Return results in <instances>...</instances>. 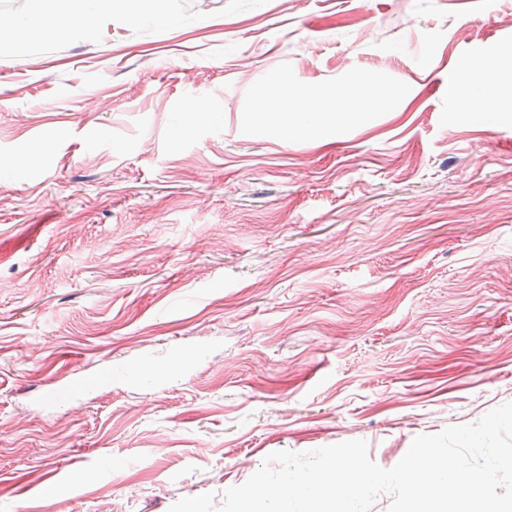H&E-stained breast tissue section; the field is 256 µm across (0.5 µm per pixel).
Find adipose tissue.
<instances>
[{
	"instance_id": "obj_1",
	"label": "adipose tissue",
	"mask_w": 512,
	"mask_h": 512,
	"mask_svg": "<svg viewBox=\"0 0 512 512\" xmlns=\"http://www.w3.org/2000/svg\"><path fill=\"white\" fill-rule=\"evenodd\" d=\"M460 71L462 77L450 87L449 93L467 112L487 117L495 112L499 103L512 100V84L499 78L494 64L466 59L460 64ZM271 110L278 114L281 123L288 128L299 125L307 118H322L324 114L314 94L287 87L281 88Z\"/></svg>"
}]
</instances>
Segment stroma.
Instances as JSON below:
<instances>
[{
    "label": "stroma",
    "instance_id": "1",
    "mask_svg": "<svg viewBox=\"0 0 512 512\" xmlns=\"http://www.w3.org/2000/svg\"><path fill=\"white\" fill-rule=\"evenodd\" d=\"M0 0V512H169L512 401V0ZM346 104L287 133L273 79ZM189 353L156 385H51ZM83 2H87V7L84 10L57 16L52 24H49L43 16H34L27 20L26 25L34 35L52 34L70 27H80L89 32L96 22L95 3L99 0H84ZM462 77L449 88L451 96L455 97L467 112L473 115L487 117L496 112L499 103L512 100V84L503 82L493 63L481 60L466 59L460 64ZM475 74L481 77V82L473 84L469 76Z\"/></svg>",
    "mask_w": 512,
    "mask_h": 512
}]
</instances>
